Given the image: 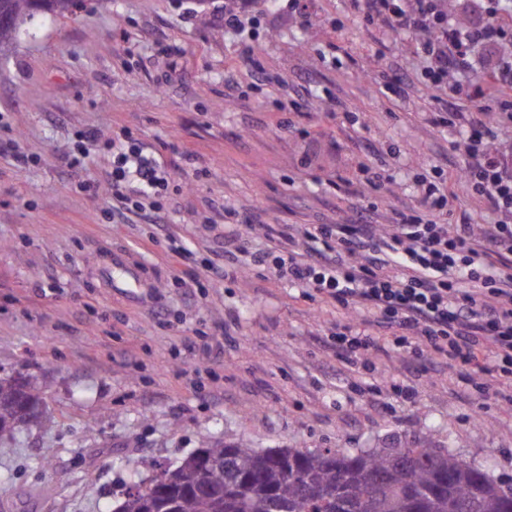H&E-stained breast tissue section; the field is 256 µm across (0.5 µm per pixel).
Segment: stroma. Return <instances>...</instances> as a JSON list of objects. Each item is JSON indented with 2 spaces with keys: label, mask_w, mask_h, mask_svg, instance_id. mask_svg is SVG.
<instances>
[{
  "label": "stroma",
  "mask_w": 512,
  "mask_h": 512,
  "mask_svg": "<svg viewBox=\"0 0 512 512\" xmlns=\"http://www.w3.org/2000/svg\"><path fill=\"white\" fill-rule=\"evenodd\" d=\"M258 82L230 37L224 0H85L28 21L0 57V376L44 381L43 418L0 441L8 512H112L203 440L265 448H446L512 482V405L474 409L457 372L419 373L389 353L375 372L337 361L326 335L344 313L254 271L211 285L224 262V209L269 224H336L362 167L381 190L361 203L417 204V174L465 157L433 125L444 93L406 39L362 23L347 0H250ZM403 97L386 94L392 68ZM299 98V111L280 102ZM84 130L142 143L174 179L168 236L142 216L112 221V151L69 159ZM495 220L456 181L448 221ZM151 295L101 275L112 250ZM394 378L416 401L384 389ZM50 457L52 466L38 461Z\"/></svg>",
  "instance_id": "stroma-1"
}]
</instances>
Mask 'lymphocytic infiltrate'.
<instances>
[{
  "instance_id": "obj_1",
  "label": "lymphocytic infiltrate",
  "mask_w": 512,
  "mask_h": 512,
  "mask_svg": "<svg viewBox=\"0 0 512 512\" xmlns=\"http://www.w3.org/2000/svg\"><path fill=\"white\" fill-rule=\"evenodd\" d=\"M366 24L410 40L423 57V76L451 105L431 113L434 125L467 126L465 181L497 213L492 224H443L449 202L442 175L420 177L414 208L356 207L340 224H264V251L248 240L225 209L224 263L209 265L219 282L258 268L267 277L302 287L360 315L337 324L329 345L337 360L375 366L399 351L424 372L460 373L479 400L512 404V165L496 144L512 125V14L501 0H464L465 22L453 21L446 0H349ZM173 179L170 170L133 142L112 163V213L129 210L127 184L138 182L149 209Z\"/></svg>"
}]
</instances>
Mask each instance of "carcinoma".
Returning <instances> with one entry per match:
<instances>
[{"mask_svg": "<svg viewBox=\"0 0 512 512\" xmlns=\"http://www.w3.org/2000/svg\"><path fill=\"white\" fill-rule=\"evenodd\" d=\"M78 0H0V53L36 13L67 16ZM44 385L0 377V440L13 439ZM147 506L134 490L118 512H512V484L439 448L268 449L205 443L174 468Z\"/></svg>", "mask_w": 512, "mask_h": 512, "instance_id": "1", "label": "carcinoma"}]
</instances>
